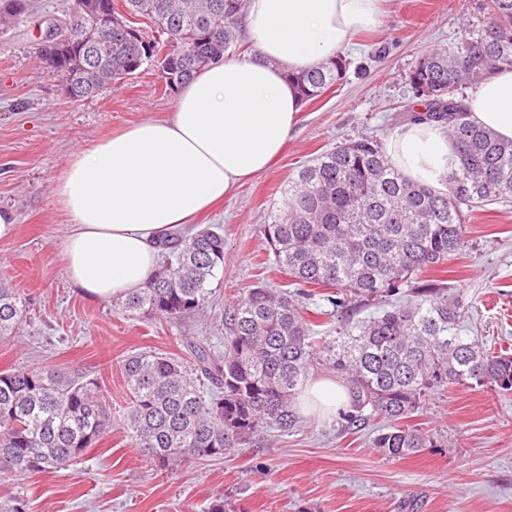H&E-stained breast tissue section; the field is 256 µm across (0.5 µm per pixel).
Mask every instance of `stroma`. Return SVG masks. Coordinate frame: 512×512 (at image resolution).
I'll return each mask as SVG.
<instances>
[{
  "instance_id": "stroma-1",
  "label": "stroma",
  "mask_w": 512,
  "mask_h": 512,
  "mask_svg": "<svg viewBox=\"0 0 512 512\" xmlns=\"http://www.w3.org/2000/svg\"><path fill=\"white\" fill-rule=\"evenodd\" d=\"M383 18L361 35L346 79L306 102L280 159L200 217L224 233V269L213 305L177 323L130 315L72 288L58 241L69 222L53 200L72 154L146 118L165 119L176 93L157 70L139 71L112 91L72 101L39 66L33 22L0 29V282L29 303L20 332L0 341V369L85 371L112 407V430L71 467L0 478V496H23L30 512H208L224 499L233 512H512V393L448 385L429 393L414 418L433 447L389 459L372 431L345 430L339 417L301 409L294 429H267L224 458L164 471L121 427L126 356L154 351L189 359L188 341L224 346V319L248 288L292 290L270 260L260 229L289 179L312 158L375 134L389 141L414 95L405 75L433 45L464 34L469 0H385ZM464 306L463 333L512 353V200L469 212L464 246L444 274Z\"/></svg>"
}]
</instances>
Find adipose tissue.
<instances>
[{"instance_id":"1","label":"adipose tissue","mask_w":512,"mask_h":512,"mask_svg":"<svg viewBox=\"0 0 512 512\" xmlns=\"http://www.w3.org/2000/svg\"><path fill=\"white\" fill-rule=\"evenodd\" d=\"M383 0H248L242 28L252 55L194 75L171 116L146 119L75 152L56 178L69 217L61 240L73 288L112 300L144 288L159 244L266 171L295 131L302 102L288 73L344 53L377 28ZM470 119L512 140V67L472 87ZM408 179L441 189L456 161L442 126L406 124L388 143Z\"/></svg>"}]
</instances>
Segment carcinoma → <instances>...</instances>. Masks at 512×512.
I'll use <instances>...</instances> for the list:
<instances>
[{
	"mask_svg": "<svg viewBox=\"0 0 512 512\" xmlns=\"http://www.w3.org/2000/svg\"><path fill=\"white\" fill-rule=\"evenodd\" d=\"M126 14L149 17L156 35L118 25L89 66L65 44L40 47L55 74L98 96L142 68L157 69L173 91L196 72L240 55L237 34L246 0H122ZM468 33L424 51L406 75L413 123L442 122L457 149L446 190L408 180L381 140L360 137L303 166L281 206L262 225L275 264L295 284L324 288L328 309L306 317L285 294L257 285L228 317L224 353L209 338L190 343L183 359L142 351L122 360L131 441L167 468L191 459H220L266 428L297 423L296 399L313 370L325 367L347 386L345 428L376 422L372 445L392 459L432 447L411 418L423 398L445 385L490 384L512 391V354L490 352L461 334L460 300L440 271L463 244L467 212L512 197V140L467 117L463 90L512 66V0H477ZM30 19L27 0H0V27ZM335 56L288 75L302 102L347 76ZM224 267V236L211 227L178 230L162 242V259L122 310L171 322L207 308L209 285ZM384 302L372 317L344 312L348 297ZM27 321V300L0 284V339ZM329 326L321 335L317 326ZM112 430V411L97 379L84 372L0 370V466L14 474L57 472L77 462ZM0 512H28L20 496L0 497Z\"/></svg>",
	"mask_w": 512,
	"mask_h": 512,
	"instance_id": "1",
	"label": "carcinoma"
}]
</instances>
